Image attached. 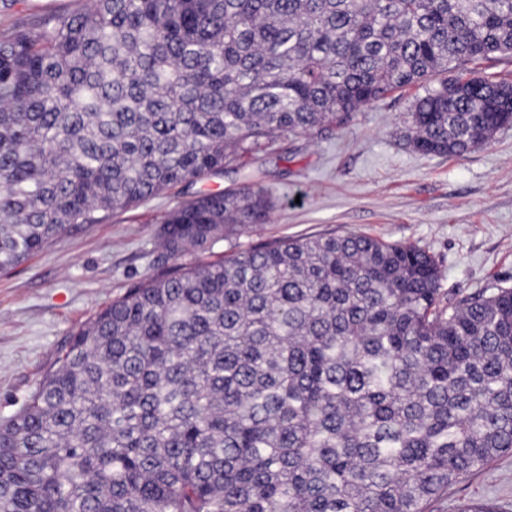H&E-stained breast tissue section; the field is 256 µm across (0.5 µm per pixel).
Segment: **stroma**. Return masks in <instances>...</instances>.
Instances as JSON below:
<instances>
[{
	"label": "stroma",
	"instance_id": "obj_1",
	"mask_svg": "<svg viewBox=\"0 0 512 512\" xmlns=\"http://www.w3.org/2000/svg\"><path fill=\"white\" fill-rule=\"evenodd\" d=\"M412 96L408 90L375 102L346 129L282 138L253 153L247 166L261 171L274 209L267 224L221 244V251L357 232L428 251L450 297L512 288V127L461 156L423 155L403 139ZM237 183L231 172L210 176L101 223L70 225L22 264L0 271V420L22 407L73 333L153 275L167 213ZM479 501L512 512V454L451 486L437 510L461 512Z\"/></svg>",
	"mask_w": 512,
	"mask_h": 512
}]
</instances>
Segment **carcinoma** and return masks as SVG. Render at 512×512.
I'll list each match as a JSON object with an SVG mask.
<instances>
[{
  "label": "carcinoma",
  "instance_id": "cac0c4a2",
  "mask_svg": "<svg viewBox=\"0 0 512 512\" xmlns=\"http://www.w3.org/2000/svg\"><path fill=\"white\" fill-rule=\"evenodd\" d=\"M512 0H85L0 31V269L418 86L417 152L512 126ZM262 187L163 221L157 274L96 313L0 423V512H430L512 451V288L444 301L362 234L202 262ZM191 257L176 269L170 263ZM468 68L488 76L512 74V54H496L477 66L469 64Z\"/></svg>",
  "mask_w": 512,
  "mask_h": 512
}]
</instances>
